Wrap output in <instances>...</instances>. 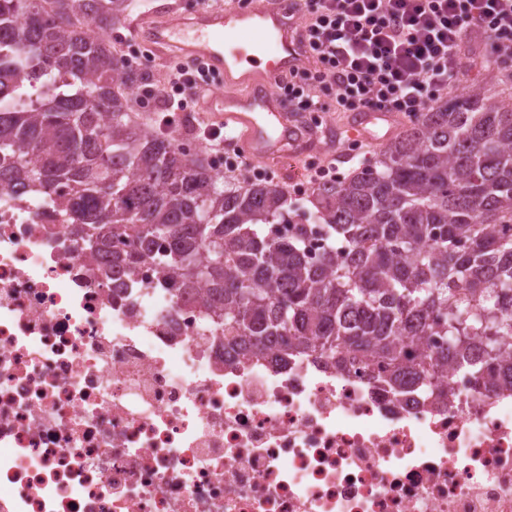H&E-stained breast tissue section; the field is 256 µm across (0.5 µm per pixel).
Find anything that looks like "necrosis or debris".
I'll list each match as a JSON object with an SVG mask.
<instances>
[{"label": "necrosis or debris", "mask_w": 512, "mask_h": 512, "mask_svg": "<svg viewBox=\"0 0 512 512\" xmlns=\"http://www.w3.org/2000/svg\"><path fill=\"white\" fill-rule=\"evenodd\" d=\"M112 273L0 192V512H512V390L445 399L224 349L200 286Z\"/></svg>", "instance_id": "necrosis-or-debris-1"}]
</instances>
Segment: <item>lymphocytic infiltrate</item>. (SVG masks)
Segmentation results:
<instances>
[{
	"instance_id": "1",
	"label": "lymphocytic infiltrate",
	"mask_w": 512,
	"mask_h": 512,
	"mask_svg": "<svg viewBox=\"0 0 512 512\" xmlns=\"http://www.w3.org/2000/svg\"><path fill=\"white\" fill-rule=\"evenodd\" d=\"M297 12L313 66L276 89L301 112L378 110L413 120L460 87L469 47L486 44L496 65L512 66V0H298ZM216 82L177 57L149 93L173 128L176 113ZM196 135L225 170L272 179L237 146V133L201 124Z\"/></svg>"
}]
</instances>
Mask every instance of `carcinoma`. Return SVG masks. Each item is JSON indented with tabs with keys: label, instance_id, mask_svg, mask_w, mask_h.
<instances>
[{
	"label": "carcinoma",
	"instance_id": "obj_1",
	"mask_svg": "<svg viewBox=\"0 0 512 512\" xmlns=\"http://www.w3.org/2000/svg\"><path fill=\"white\" fill-rule=\"evenodd\" d=\"M132 8L0 0V190L62 198L71 231L118 272L150 259L178 297L208 284L224 346L252 358L274 344L284 367L347 353L373 383L425 398L441 397L432 380L447 366L488 391L512 385L511 97L477 89L421 113L308 205L275 184L227 188L131 118L142 76L103 33ZM314 225L329 245L311 261ZM424 338L442 346L413 354Z\"/></svg>",
	"mask_w": 512,
	"mask_h": 512
}]
</instances>
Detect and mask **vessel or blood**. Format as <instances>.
I'll list each match as a JSON object with an SVG mask.
<instances>
[{"instance_id": "1", "label": "vessel or blood", "mask_w": 512, "mask_h": 512, "mask_svg": "<svg viewBox=\"0 0 512 512\" xmlns=\"http://www.w3.org/2000/svg\"><path fill=\"white\" fill-rule=\"evenodd\" d=\"M129 31L154 56L198 60L222 78L223 92L205 95L200 106L238 133L248 156L276 161L309 145L307 129L275 92L278 78L311 64L291 0H259L250 7L233 0L189 16L173 10L159 20L132 23ZM394 121L392 113L368 112L351 134L373 139Z\"/></svg>"}]
</instances>
